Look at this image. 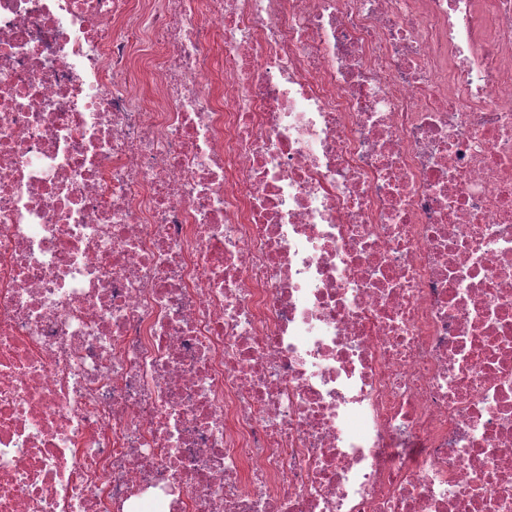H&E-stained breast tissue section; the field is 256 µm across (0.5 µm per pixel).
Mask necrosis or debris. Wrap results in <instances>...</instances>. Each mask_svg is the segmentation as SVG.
<instances>
[{"label":"necrosis or debris","instance_id":"necrosis-or-debris-1","mask_svg":"<svg viewBox=\"0 0 512 512\" xmlns=\"http://www.w3.org/2000/svg\"><path fill=\"white\" fill-rule=\"evenodd\" d=\"M0 512H512V0H0Z\"/></svg>","mask_w":512,"mask_h":512}]
</instances>
